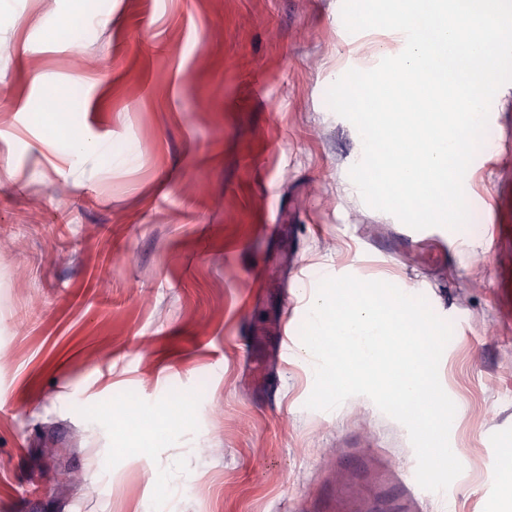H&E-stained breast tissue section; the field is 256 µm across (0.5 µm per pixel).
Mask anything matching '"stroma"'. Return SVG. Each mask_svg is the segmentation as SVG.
<instances>
[{
    "instance_id": "1",
    "label": "stroma",
    "mask_w": 512,
    "mask_h": 512,
    "mask_svg": "<svg viewBox=\"0 0 512 512\" xmlns=\"http://www.w3.org/2000/svg\"><path fill=\"white\" fill-rule=\"evenodd\" d=\"M341 7L0 0V512H500L512 83L468 167L474 226L387 250L401 223L352 182L362 141L326 92L403 41L349 33ZM332 273L451 323L439 378L464 470L446 491L407 495L408 432L370 398L306 408L297 336ZM57 467L81 478L60 501Z\"/></svg>"
}]
</instances>
